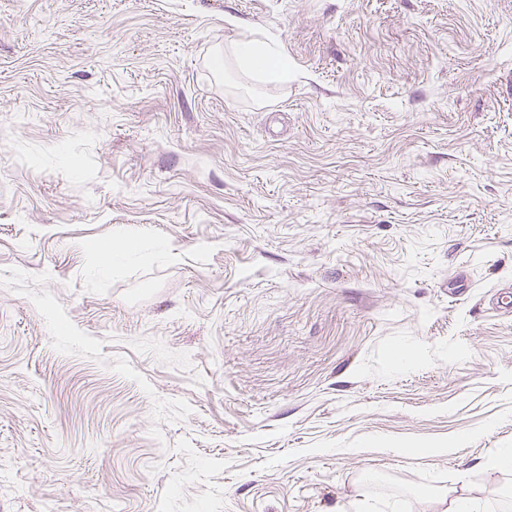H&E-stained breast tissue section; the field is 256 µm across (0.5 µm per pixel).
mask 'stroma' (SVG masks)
<instances>
[{
    "label": "stroma",
    "mask_w": 512,
    "mask_h": 512,
    "mask_svg": "<svg viewBox=\"0 0 512 512\" xmlns=\"http://www.w3.org/2000/svg\"><path fill=\"white\" fill-rule=\"evenodd\" d=\"M510 73L512 0H0V512H501ZM234 56L242 68L254 70L268 79L288 80V59L280 53L264 49L253 41H238L234 46Z\"/></svg>",
    "instance_id": "35a3bbf8"
}]
</instances>
